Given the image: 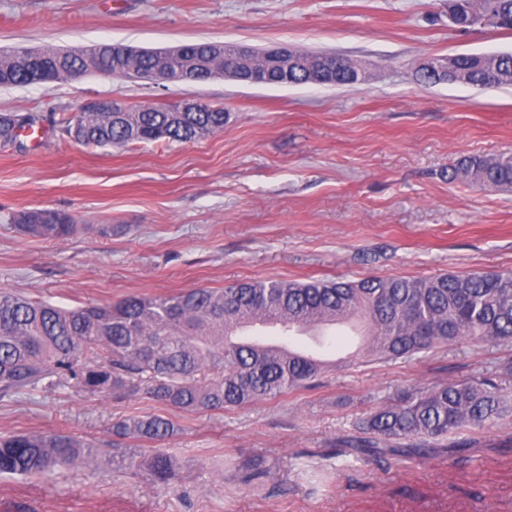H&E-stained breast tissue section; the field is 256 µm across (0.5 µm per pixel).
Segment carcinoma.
Here are the masks:
<instances>
[{
  "mask_svg": "<svg viewBox=\"0 0 512 512\" xmlns=\"http://www.w3.org/2000/svg\"><path fill=\"white\" fill-rule=\"evenodd\" d=\"M455 28L463 33L512 30V0H448ZM128 64L105 43L83 57L56 47L0 50V87L30 84L39 74L52 84L72 71L135 78L160 64L155 50L129 45ZM186 55L168 61L172 70L209 65L205 42L185 45ZM456 71L484 90L512 86V53L463 55ZM338 86L360 83L362 65L339 57ZM256 72L271 86L294 84L300 70ZM222 104L198 102L195 112L167 103L130 106L122 112H71L63 131L78 143L123 148L161 140L191 142L224 130ZM448 176L476 188L512 190V155L460 158ZM20 231L58 238L77 229L68 214L38 209L18 220ZM253 317L310 325L326 318H357L367 328L366 353L389 360L412 359L445 346L512 343V271L464 272L434 278H385L295 282L230 283L220 289L192 288L176 294L131 295L113 302L61 307L21 293L0 292V400L32 392L71 388L93 396L130 398L145 394L187 412L221 410L263 401L306 387L323 363L288 349H259L237 339L240 323ZM208 369L216 376L203 383ZM512 413V397L491 377L415 387L382 403L345 447L363 456L381 454L380 445L408 441L405 450L424 453L431 442L475 435ZM173 432L161 416L113 423L117 438L112 461L131 470L145 468L157 484L176 475L171 456L149 450L140 458L122 448L125 440L160 442ZM100 450L61 434L0 437V475L29 477L58 468L87 466ZM260 461L242 465L241 478L259 483Z\"/></svg>",
  "mask_w": 512,
  "mask_h": 512,
  "instance_id": "carcinoma-1",
  "label": "carcinoma"
}]
</instances>
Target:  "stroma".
<instances>
[{"label": "stroma", "instance_id": "1", "mask_svg": "<svg viewBox=\"0 0 512 512\" xmlns=\"http://www.w3.org/2000/svg\"><path fill=\"white\" fill-rule=\"evenodd\" d=\"M288 44L361 62L354 86L169 85L108 74L0 87V112L40 118L41 142L0 148V291L73 307L241 281L428 278L512 271V191L448 178L463 156L512 154V87L426 85L429 57L512 51V30L461 33L448 0H0V48H163L196 41ZM184 99L224 104L223 132L193 143L124 148L70 139L60 118L82 103ZM76 217L57 239L21 232L22 212ZM337 335L311 387L230 410L180 411L139 395L72 389L0 401V435L63 434L95 447L113 422L158 414L176 430L161 450L169 484L90 466L0 475V512H512V416L474 435L461 463L448 441L426 455L363 459L340 441L409 387L495 377L512 343L461 345L396 362L347 356ZM264 458L263 485L237 468Z\"/></svg>", "mask_w": 512, "mask_h": 512}]
</instances>
